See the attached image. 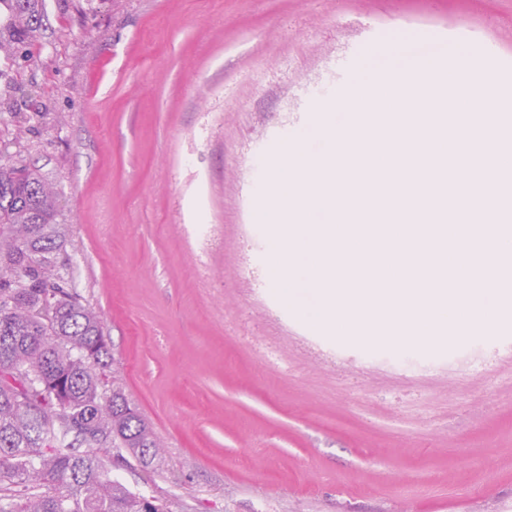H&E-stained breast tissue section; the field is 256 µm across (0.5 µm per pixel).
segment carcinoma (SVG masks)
Returning <instances> with one entry per match:
<instances>
[{
	"mask_svg": "<svg viewBox=\"0 0 512 512\" xmlns=\"http://www.w3.org/2000/svg\"><path fill=\"white\" fill-rule=\"evenodd\" d=\"M0 57L45 26V0H0ZM0 512H170L107 464L159 465L164 444L126 394L102 316L68 287L59 191L17 150L38 112L0 96ZM16 151H10V148Z\"/></svg>",
	"mask_w": 512,
	"mask_h": 512,
	"instance_id": "cac0c4a2",
	"label": "carcinoma"
}]
</instances>
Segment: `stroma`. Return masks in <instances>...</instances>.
Listing matches in <instances>:
<instances>
[{"instance_id": "stroma-1", "label": "stroma", "mask_w": 512, "mask_h": 512, "mask_svg": "<svg viewBox=\"0 0 512 512\" xmlns=\"http://www.w3.org/2000/svg\"><path fill=\"white\" fill-rule=\"evenodd\" d=\"M46 0L29 54L0 59L19 108L44 112L22 155L60 192L70 285L102 315L122 382L165 444L157 471L113 469L173 512H512V322L402 370L400 349L309 328L268 262L269 161L355 69L426 33L479 50L462 0ZM261 287L240 275L243 260ZM277 353L282 367L264 352ZM457 401L449 410V401ZM429 431L398 427L423 404Z\"/></svg>"}]
</instances>
